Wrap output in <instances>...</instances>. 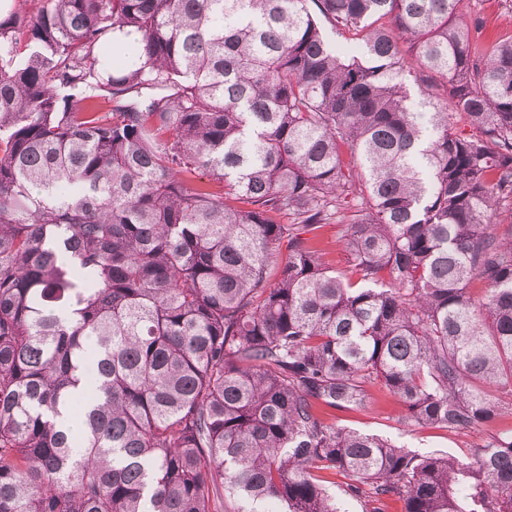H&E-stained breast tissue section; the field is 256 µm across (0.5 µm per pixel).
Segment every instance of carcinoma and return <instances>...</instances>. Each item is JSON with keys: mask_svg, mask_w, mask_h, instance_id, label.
I'll return each instance as SVG.
<instances>
[{"mask_svg": "<svg viewBox=\"0 0 512 512\" xmlns=\"http://www.w3.org/2000/svg\"><path fill=\"white\" fill-rule=\"evenodd\" d=\"M466 2L0 19V512H344L338 474L362 512H512V40L476 53ZM351 206L346 278L314 231ZM374 385L485 437L329 417ZM371 393L372 400L365 408L336 411V421L344 427L384 436L421 454L462 455L460 448L466 452V448L480 442L477 433L465 436L429 427L408 428L401 424V408L393 398L384 396L378 388H372Z\"/></svg>", "mask_w": 512, "mask_h": 512, "instance_id": "1", "label": "carcinoma"}]
</instances>
